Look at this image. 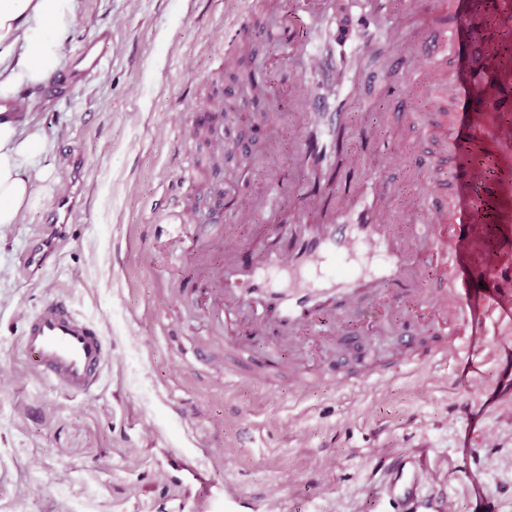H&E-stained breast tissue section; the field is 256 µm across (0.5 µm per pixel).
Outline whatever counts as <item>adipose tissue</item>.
Returning <instances> with one entry per match:
<instances>
[{"label":"adipose tissue","mask_w":512,"mask_h":512,"mask_svg":"<svg viewBox=\"0 0 512 512\" xmlns=\"http://www.w3.org/2000/svg\"><path fill=\"white\" fill-rule=\"evenodd\" d=\"M74 0H0V101L41 85L60 64ZM47 152L41 131L0 113V225L37 205L31 170Z\"/></svg>","instance_id":"obj_1"}]
</instances>
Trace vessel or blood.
<instances>
[{
    "instance_id": "b4317fda",
    "label": "vessel or blood",
    "mask_w": 512,
    "mask_h": 512,
    "mask_svg": "<svg viewBox=\"0 0 512 512\" xmlns=\"http://www.w3.org/2000/svg\"><path fill=\"white\" fill-rule=\"evenodd\" d=\"M416 11L429 15L435 29L428 36L408 26L393 10L392 0H355L358 29L336 21V0H295L297 15L305 17L308 30L324 37L302 38L290 22L274 25L272 34L289 61L303 64L304 76L295 80L292 95L305 103L296 126L301 148L295 163L326 175L336 173V153L350 120L348 99L323 83L334 68L329 56L339 51L341 79L350 85L373 80L369 71L353 66V59L383 42L397 47L389 64L392 85L432 91L435 83L448 85L455 102V118L447 138L454 158L460 159L458 179L469 182L481 173L463 164V145L491 141L498 150L505 173L504 193L512 192V126L496 122L495 115L512 101V60L489 53L470 65L468 81L455 72L450 50L463 28L479 24V17L464 13L462 0H409ZM105 56L101 40L88 42L66 77L78 82L97 72ZM486 85L484 105H467L469 87ZM367 155L350 157L347 171L361 177L335 207L322 195L309 200L310 217L275 225L260 245L242 247L233 236L224 238V268L217 284L203 288L201 299L224 311V374L231 379L279 377L298 390L319 383L344 387L363 383L369 376L397 372L415 364L417 335L393 310L403 300L423 307L438 324V333L455 337L453 345L429 348L433 360L459 356L464 346L458 338L470 323L473 304L470 286L485 275L483 268L466 263L465 249L476 243L475 215L481 202L473 196L440 197L439 175H432L422 200L434 212L430 224L397 223L385 201L392 186L384 171L397 158L381 147L377 137L364 132ZM257 211L254 199L235 209L215 214L214 223L244 224ZM390 303L382 328L397 336L386 362H377L363 350L359 370L336 358V338L343 333L345 315L364 298ZM316 337L325 351L326 368H314L303 357L284 359V348L294 346L301 334ZM268 343L265 358L252 353L253 341ZM22 347L34 357L40 372L67 394L92 393L108 362L105 338L80 312L61 301L47 302L27 317ZM379 468L387 471L386 493L399 494L412 508L450 512L451 504L437 485L431 484L421 461L382 456Z\"/></svg>"
}]
</instances>
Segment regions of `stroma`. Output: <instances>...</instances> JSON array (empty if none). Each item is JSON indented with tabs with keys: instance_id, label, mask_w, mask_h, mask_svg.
I'll list each match as a JSON object with an SVG mask.
<instances>
[{
	"instance_id": "obj_1",
	"label": "stroma",
	"mask_w": 512,
	"mask_h": 512,
	"mask_svg": "<svg viewBox=\"0 0 512 512\" xmlns=\"http://www.w3.org/2000/svg\"><path fill=\"white\" fill-rule=\"evenodd\" d=\"M484 24L463 32L459 65L475 47L512 54V34L494 18L497 0H467ZM238 0H75L63 59L106 35L101 73L67 85L60 95L34 89L25 130L42 131L48 155L31 173L36 209L0 226V512H402V503L373 477L374 449L424 457L456 512H512V331L485 324V353L474 360L412 367L389 380L350 391L328 383L298 393L262 380L228 381L220 369L185 360L200 344L223 357L208 330L216 317L175 292L222 260L232 232L244 243L263 240L275 218L248 224L209 223L201 202L197 223L209 238L204 254L174 264L160 243L174 237L168 214L186 204V170L197 168L193 139L201 101L217 86L236 107V123L252 154L248 169H218L212 182L225 200L255 195L291 176L287 209L300 210L311 187L290 172L296 119L288 99V61L266 40L256 46L267 70L271 103L265 115L243 106L236 91L249 55L234 22ZM405 88L360 87L356 127L345 141L363 150L360 129H378L403 159L389 174L398 214L428 223L419 209L429 173L413 153L432 142L389 118ZM279 150L268 157L266 144ZM469 159L493 170L473 184L479 218L497 224L500 156L491 142L472 144ZM76 201L58 253L40 265L24 260L54 221L61 190ZM62 299L97 323L110 360L100 386L72 396L44 378L25 357L26 314Z\"/></svg>"
}]
</instances>
